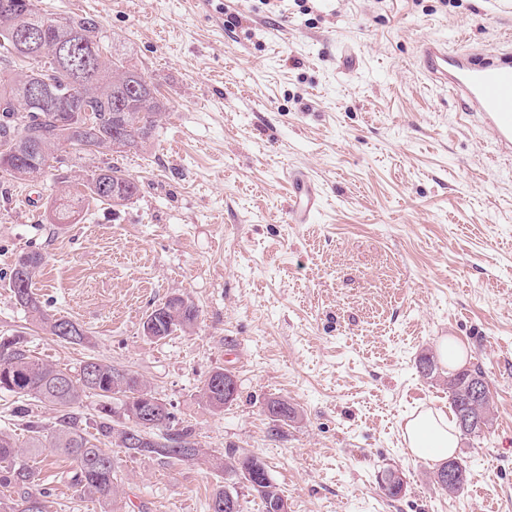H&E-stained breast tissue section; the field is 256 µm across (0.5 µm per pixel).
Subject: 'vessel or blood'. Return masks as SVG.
<instances>
[{"mask_svg":"<svg viewBox=\"0 0 512 512\" xmlns=\"http://www.w3.org/2000/svg\"><path fill=\"white\" fill-rule=\"evenodd\" d=\"M421 65L427 77L446 86L465 104L466 111L480 113L503 149L512 152V49L448 57L436 44H425ZM292 223H308L318 207V191L306 176L293 179Z\"/></svg>","mask_w":512,"mask_h":512,"instance_id":"b4317fda","label":"vessel or blood"}]
</instances>
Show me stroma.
I'll return each instance as SVG.
<instances>
[{
	"label": "stroma",
	"instance_id": "obj_1",
	"mask_svg": "<svg viewBox=\"0 0 512 512\" xmlns=\"http://www.w3.org/2000/svg\"><path fill=\"white\" fill-rule=\"evenodd\" d=\"M84 2L39 6L97 21L167 108L144 147L100 156L137 181L128 205L53 224L52 174L0 175V337L25 332L34 356L71 371L89 356L131 370L194 427L202 454L189 462L109 443L120 512H209L220 485L262 512L213 470L231 450L263 461L291 512H512V154L418 70L428 41L506 48L512 0ZM296 173L321 191L306 224L288 219ZM24 252L44 258L34 288L49 312L88 343L16 304L9 274ZM174 294L198 307L196 327L147 341L145 315ZM446 338L485 371L494 405L488 431L459 439L468 483L453 497L401 435L411 412L451 410L452 368L418 369ZM219 368L238 380L220 412L200 398ZM271 399L299 419L273 422ZM21 407L46 424L53 413L0 391V429L23 442ZM69 467L42 459L32 493L46 512H100ZM389 469L395 498L378 487Z\"/></svg>",
	"mask_w": 512,
	"mask_h": 512
}]
</instances>
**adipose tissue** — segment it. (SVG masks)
<instances>
[{
	"mask_svg": "<svg viewBox=\"0 0 512 512\" xmlns=\"http://www.w3.org/2000/svg\"><path fill=\"white\" fill-rule=\"evenodd\" d=\"M403 440L414 457L445 461L458 446V433L444 414L426 408L406 422Z\"/></svg>",
	"mask_w": 512,
	"mask_h": 512,
	"instance_id": "1",
	"label": "adipose tissue"
}]
</instances>
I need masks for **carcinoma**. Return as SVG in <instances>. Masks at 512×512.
<instances>
[{
  "label": "carcinoma",
  "instance_id": "carcinoma-1",
  "mask_svg": "<svg viewBox=\"0 0 512 512\" xmlns=\"http://www.w3.org/2000/svg\"><path fill=\"white\" fill-rule=\"evenodd\" d=\"M10 7L0 6V63L8 71L17 62L28 64L26 71L15 76L0 75V171L16 181H31L52 163H62L57 152L67 146L86 156L112 149V140L122 138L118 152L146 143L156 130L164 104L156 97L152 83H143L144 72L133 57L112 45L100 24L92 19L49 16L40 11L37 0H8ZM46 26L62 38L69 53L53 61L35 52L17 50L14 36L20 31ZM50 76L57 97L45 107L25 112L28 85L40 77ZM83 196L100 204L125 205L137 196V183L120 168L102 163L87 171ZM78 211L61 203L52 210L54 224H72ZM43 263L39 253L20 255L11 272L10 286L15 301L33 324L70 344L88 342L85 330L76 322L47 312L37 293L34 280ZM147 315L142 329L150 330L149 339H162L173 332L192 329L199 311L191 302L172 296ZM480 380L481 395H472L473 380ZM208 376L200 396L211 408L224 410V392L213 389ZM20 398H30L54 411L52 425L46 427L26 419L29 437L25 446L18 445L12 433L0 430V488L11 489L19 500L0 498V512H44V500L29 493L36 471L23 461L27 455L38 457L45 452L60 455L72 465L71 485L99 501L103 512H116L119 483L117 465L110 453L99 446L103 439L118 436L130 413L155 398L146 382L133 372L120 369L97 357L83 361L72 373L46 363L30 353L23 335L0 339V391ZM448 390L455 424L466 414L491 424L489 391L481 369L463 370L448 377ZM97 398L96 419L80 411L83 399ZM95 433H90L88 428ZM133 457L192 459L200 454L194 430L175 421L170 409L158 417L146 436L136 446L125 447ZM257 461L250 455L215 459L213 467L234 476ZM261 501L263 512H271L272 500L283 495L273 481L252 488Z\"/></svg>",
  "mask_w": 512,
  "mask_h": 512
}]
</instances>
